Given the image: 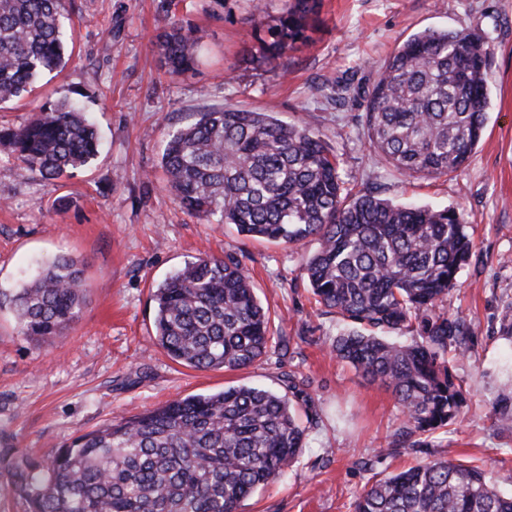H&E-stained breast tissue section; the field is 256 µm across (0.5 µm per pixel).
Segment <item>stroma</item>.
I'll list each match as a JSON object with an SVG mask.
<instances>
[{
	"label": "stroma",
	"instance_id": "35a3bbf8",
	"mask_svg": "<svg viewBox=\"0 0 512 512\" xmlns=\"http://www.w3.org/2000/svg\"><path fill=\"white\" fill-rule=\"evenodd\" d=\"M74 3L67 65L0 105L5 130L42 106L77 100L101 138L96 160L61 180L42 178L0 143V512H31L17 472L42 469L81 434L179 396L240 385L282 393L289 372L303 379L321 422L296 463L240 512H353L373 479L433 458L481 466L511 493L512 422L500 420L493 403L512 377V340L502 335L512 322V0H324L314 43L257 69L245 63L249 0ZM171 14L208 34L198 66L180 76L167 74L155 46ZM429 28L486 37L487 121L466 166L410 178L375 155L359 117L380 66ZM269 104L281 120L322 135L351 192L455 208L470 225L474 248L445 304L474 329L469 351L451 362L465 400L431 447L380 456L402 428L401 409L390 391L329 352L346 323L323 312L304 277L315 240L246 238L191 216L164 186L163 143L192 113ZM59 255L81 264L87 301L63 336L36 347L19 335L10 299ZM206 255L242 261L287 346L225 371L179 365L154 345L153 291Z\"/></svg>",
	"mask_w": 512,
	"mask_h": 512
}]
</instances>
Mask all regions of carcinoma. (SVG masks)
<instances>
[{
    "label": "carcinoma",
    "instance_id": "carcinoma-1",
    "mask_svg": "<svg viewBox=\"0 0 512 512\" xmlns=\"http://www.w3.org/2000/svg\"><path fill=\"white\" fill-rule=\"evenodd\" d=\"M321 7L322 0H285L272 16L253 0L251 62L271 65L311 44ZM71 10V0H0V103L66 65ZM205 37L168 18L156 38L166 71L197 65ZM487 52L475 32L426 29L404 41L382 65L363 115L374 153L409 177L462 168L485 130ZM4 138L17 160L50 180L100 152L94 125L72 101L41 107ZM161 168L173 198L195 217L253 239L317 241L304 275L318 303L348 324L331 353L391 391L402 410L400 437L380 455L427 448L456 421L464 393L448 354H465L473 330L441 306L473 249L462 212L345 192L325 141L272 107L193 113L168 134ZM153 300V344L182 366L238 370L268 352L269 310L234 257L186 262ZM11 304L18 333L39 347L79 317L82 270L57 259ZM286 382L290 395L233 386L122 417L78 436L45 471L19 472L17 486L33 512H239L297 459L318 424L296 377ZM494 410L512 419V379ZM354 512H512V493L479 466L440 458L374 480Z\"/></svg>",
    "mask_w": 512,
    "mask_h": 512
}]
</instances>
